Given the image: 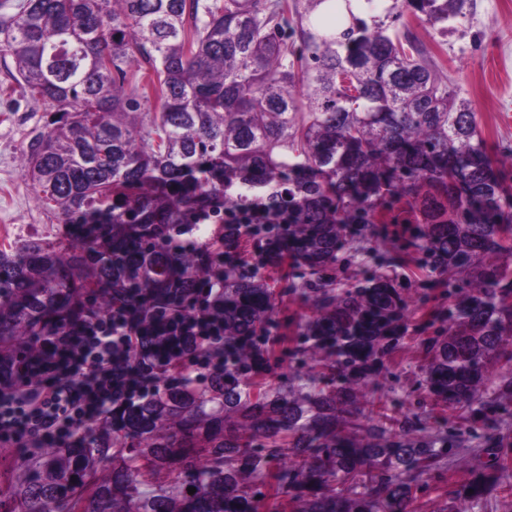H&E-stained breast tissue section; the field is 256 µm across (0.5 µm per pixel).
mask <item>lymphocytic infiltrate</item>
I'll return each instance as SVG.
<instances>
[{
    "mask_svg": "<svg viewBox=\"0 0 512 512\" xmlns=\"http://www.w3.org/2000/svg\"><path fill=\"white\" fill-rule=\"evenodd\" d=\"M217 294L201 284L178 315L159 311L151 326L116 304L106 316L30 341L0 379V447H51L106 419L123 430L158 393L162 375L184 381L179 367L188 353L203 352L204 367L223 370L205 351L223 345L224 324L196 313Z\"/></svg>",
    "mask_w": 512,
    "mask_h": 512,
    "instance_id": "1",
    "label": "lymphocytic infiltrate"
}]
</instances>
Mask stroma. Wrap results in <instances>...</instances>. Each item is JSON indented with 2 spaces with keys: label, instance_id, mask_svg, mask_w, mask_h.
<instances>
[{
  "label": "stroma",
  "instance_id": "obj_1",
  "mask_svg": "<svg viewBox=\"0 0 512 512\" xmlns=\"http://www.w3.org/2000/svg\"><path fill=\"white\" fill-rule=\"evenodd\" d=\"M361 17L369 23L384 21L393 32L410 31L440 60L449 83L460 87L471 101L488 145L498 157L512 159V0H476L468 20L445 34L411 19L406 6L394 0H368ZM1 86L8 87L10 93L0 95V243L39 237L50 246H66L69 237L53 228L51 215L37 201L19 166L29 138L46 121L45 112L0 63ZM373 222L376 232L372 235L366 225H350L344 249L325 273L326 281L341 290L379 272L403 282L408 290V330L386 357L377 385L364 390L362 402L375 410L389 400L399 414L434 416L446 421L449 433L459 437L460 451L427 475L425 491L409 506V512H438L471 472L482 467L484 458L478 448L486 433L512 441V400H505V412L488 431L468 428L461 410L434 403L423 383V369L430 340L443 328L438 315L448 306V288L458 285L459 277L448 272L432 274L424 265L423 255L415 247L422 227L405 204L379 207ZM223 233L222 225L204 224L198 242L222 249L228 258L241 255L246 260L245 271L262 279L273 292L275 309L269 334L276 339V360L268 371L250 378L252 393L276 388L286 376H322L325 356L302 339L307 324L318 315L314 306L316 277L290 259H268L261 238L243 237L228 244Z\"/></svg>",
  "mask_w": 512,
  "mask_h": 512
}]
</instances>
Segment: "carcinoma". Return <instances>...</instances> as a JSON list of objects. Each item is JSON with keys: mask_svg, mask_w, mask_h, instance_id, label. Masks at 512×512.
Listing matches in <instances>:
<instances>
[{"mask_svg": "<svg viewBox=\"0 0 512 512\" xmlns=\"http://www.w3.org/2000/svg\"><path fill=\"white\" fill-rule=\"evenodd\" d=\"M472 0H406L440 32ZM0 18V56L50 115L22 154L37 200L72 227L58 251L0 244V370L13 343L97 318L112 302L148 317L147 300L219 269L224 373L198 389L167 383L124 439L107 422L36 454L0 512H257L272 475L301 512H408L423 478L459 448L416 434L419 418L366 415L360 391L407 329L403 284L384 275L335 294L305 342L327 352L328 382L306 393L247 391L268 364L274 304L255 276L169 242L202 213L259 206L286 247L320 274L347 225L405 203L423 224L424 264L468 292L448 303L424 383L473 424L497 420L512 372V185L477 113L430 52L381 22L343 21L336 0H20ZM364 418V434L348 432ZM455 501L485 505L505 455L490 435ZM166 473L178 494L145 489ZM195 488L189 494L187 488Z\"/></svg>", "mask_w": 512, "mask_h": 512, "instance_id": "obj_1", "label": "carcinoma"}]
</instances>
